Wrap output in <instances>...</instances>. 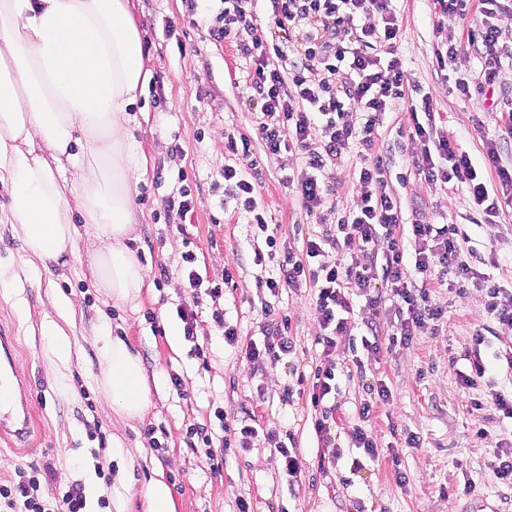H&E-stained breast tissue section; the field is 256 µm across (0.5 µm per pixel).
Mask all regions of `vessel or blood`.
<instances>
[{
  "instance_id": "b4317fda",
  "label": "vessel or blood",
  "mask_w": 512,
  "mask_h": 512,
  "mask_svg": "<svg viewBox=\"0 0 512 512\" xmlns=\"http://www.w3.org/2000/svg\"><path fill=\"white\" fill-rule=\"evenodd\" d=\"M31 383L14 362L9 331L0 327V439L26 441L32 432Z\"/></svg>"
}]
</instances>
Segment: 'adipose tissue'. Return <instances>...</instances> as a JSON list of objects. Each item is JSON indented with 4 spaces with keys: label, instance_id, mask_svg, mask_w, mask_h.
I'll list each match as a JSON object with an SVG mask.
<instances>
[{
    "label": "adipose tissue",
    "instance_id": "obj_1",
    "mask_svg": "<svg viewBox=\"0 0 512 512\" xmlns=\"http://www.w3.org/2000/svg\"><path fill=\"white\" fill-rule=\"evenodd\" d=\"M133 0H0V186L8 221L18 225L30 265L59 262L84 237L92 285L138 308L146 273L127 241L144 154L130 131V107L145 67ZM61 317L44 319L51 358L69 361ZM94 381L126 424L150 406L138 354L99 325Z\"/></svg>",
    "mask_w": 512,
    "mask_h": 512
}]
</instances>
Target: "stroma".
Masks as SVG:
<instances>
[{
    "label": "stroma",
    "mask_w": 512,
    "mask_h": 512,
    "mask_svg": "<svg viewBox=\"0 0 512 512\" xmlns=\"http://www.w3.org/2000/svg\"><path fill=\"white\" fill-rule=\"evenodd\" d=\"M145 63L150 78L133 108L130 129L146 156L145 174L134 198L136 249L146 271L147 289L137 310L102 297L86 274L82 246H75L66 264L51 265L40 275L25 266L24 244L17 225L0 222V269L13 276L10 292L0 291V325L14 330L16 361L33 385L34 433L40 444L22 453L0 444V481L16 469L52 464L54 476L42 487L51 498L83 482L85 470L112 477L105 489L110 501L103 512H144L140 489L156 471H163L177 512H237L238 497L251 499L254 512H460L482 503L512 512V484L493 475L498 460L493 446L512 436V422L500 419L493 406L472 410L470 398L484 399L486 385L463 393L457 375L469 371L471 336L482 332V352L498 387L512 386V370L498 351L512 347V327L487 318L485 292L464 288L435 289L445 316L437 333H423L406 346L381 351L379 358L365 350L336 347L340 388L336 396V427L322 440L312 425L313 411L303 395V376L309 375L320 351L313 293L308 288H282L275 312L287 316L296 352L279 361L251 366L240 350L225 345L212 320L221 306L227 323L241 336L261 339L268 297L262 280L276 276L278 262L255 265L254 250L267 236L301 249L307 237L321 233L324 223L352 210L357 202L354 171L360 165L350 152L324 179L333 190L334 213L309 216L293 188L285 183L288 169L302 166L295 153L268 158L258 134L259 110L252 102L250 62L230 41H214L206 25L224 8L222 0H199L189 12L184 0H135ZM401 25L396 52L411 88L431 90L439 123L457 134L460 146L474 160L482 158V140L500 134L503 112L512 102V20L499 23V47L505 56L498 70L495 96H461L455 83L473 78L483 60L472 50L458 52L446 72H438L435 48L446 38L461 37L480 22L474 12L456 19H438L430 0H393ZM412 118L403 107L386 112L379 147L392 155L394 174L388 189L399 201L404 222L423 218L432 224H457L471 238L470 263L501 284L512 283V213L502 224H485L466 190L421 179L413 168L420 152L418 140L398 136ZM234 131L251 142L245 157L226 161L224 134ZM164 142L155 151V142ZM241 169L264 205L267 231L249 224L239 201L225 197L221 176L225 163ZM188 189L194 211L180 224L168 223L162 198ZM193 262H185V254ZM204 284L221 286L219 304L203 299L196 342L207 346L206 362L192 351L196 342H183V356L173 355L165 329L176 322V308L188 301L189 271ZM68 298L76 320L67 333L72 343L69 366L54 369L47 342L40 332L43 318H57V301ZM107 317L116 336L129 337L146 374L162 373L144 419L123 425L112 413L93 378L99 370L91 332L99 317ZM362 358L363 371H351L353 358ZM182 380L174 389L171 375ZM384 379L393 393L387 405H377L370 425L380 446L393 433H414L421 447L404 449L399 463L381 458L356 466L358 450L351 448L349 431L363 403L371 401L372 385ZM239 420H253L263 431L302 456L306 469L297 482H287L282 459L263 436L250 449L227 456L221 472H212L203 452L190 446V428H205L213 442L224 435L214 416L216 408ZM481 422L484 434L472 425ZM125 444L123 457L112 454L113 437ZM160 448H153L152 440ZM406 482L398 484L396 473ZM124 499L116 510V499Z\"/></svg>",
    "instance_id": "obj_1"
}]
</instances>
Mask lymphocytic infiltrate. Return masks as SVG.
Instances as JSON below:
<instances>
[{"mask_svg":"<svg viewBox=\"0 0 512 512\" xmlns=\"http://www.w3.org/2000/svg\"><path fill=\"white\" fill-rule=\"evenodd\" d=\"M256 0H224V8L209 28L213 40L240 44L252 64L251 87L262 114L259 135L265 153L278 158L282 152H301L305 166L287 182L295 187L307 215L321 213L330 188L321 180L322 171L337 164L351 149H361L363 163L356 179L358 203L355 210L308 238L302 251L284 248L279 274L267 278L271 295L283 287L314 289L320 332L315 341L322 350L310 373L308 400L316 414L312 424L317 435L330 432L334 420L326 401L335 396L336 346L350 330L354 295L364 296L370 307L391 303L395 329L387 341L403 345L413 341L439 322L444 312L433 300V287L444 276L470 283L486 291V314L494 321L512 326V289L479 275L463 256L469 237L456 224H431L415 220L402 229L403 218L395 196L387 193V176L392 159L374 154L382 117L405 96V73L393 52L399 36L398 18L391 0H269L275 28L294 31L295 39H263L255 34ZM445 17L463 15L474 5L482 16L480 26L470 31L468 44L484 64L474 78L459 80L457 89L470 96L472 87L494 88L496 84L499 16H512V0H433ZM424 121L413 124L422 143L414 161L418 175L447 184L449 190L466 189L486 220L500 215V203L512 204V167L502 163V137L512 138V119L504 136L484 141V163L476 165L469 153L460 150L455 136L437 126L430 93L421 96ZM358 112L359 121L349 119ZM493 171L495 184L485 173ZM384 242L381 258H369L376 242ZM193 288L191 302L180 304L176 313L184 336L194 342V354L203 357L197 345V310L202 297L218 300L220 287H203L196 272H189ZM212 319L221 328L230 347H244L250 364L281 360L290 356L294 344L287 321H271L263 327L262 342L243 341L236 326L227 324L222 309ZM215 417L223 430L234 436L220 447L205 448L210 469L222 471L232 448H250L258 431L244 425L232 428L223 410ZM53 474L51 465L34 469L32 475L0 483V499L22 504L25 512H46L41 495L43 484Z\"/></svg>","mask_w":512,"mask_h":512,"instance_id":"f902f5d3","label":"lymphocytic infiltrate"}]
</instances>
